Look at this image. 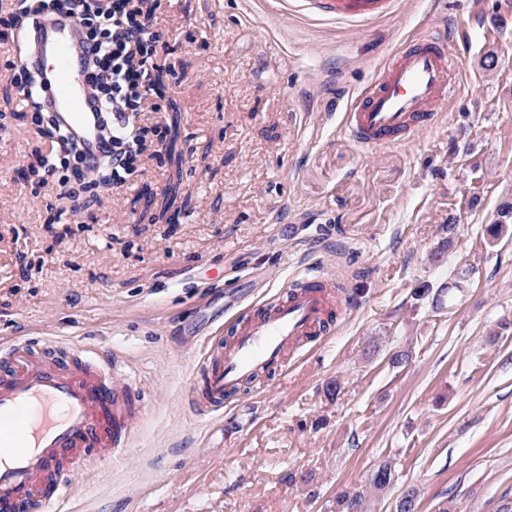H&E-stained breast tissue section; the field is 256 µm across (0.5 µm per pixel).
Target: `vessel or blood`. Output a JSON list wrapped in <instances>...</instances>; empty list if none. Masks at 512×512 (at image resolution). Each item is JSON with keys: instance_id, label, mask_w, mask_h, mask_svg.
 <instances>
[{"instance_id": "b4317fda", "label": "vessel or blood", "mask_w": 512, "mask_h": 512, "mask_svg": "<svg viewBox=\"0 0 512 512\" xmlns=\"http://www.w3.org/2000/svg\"><path fill=\"white\" fill-rule=\"evenodd\" d=\"M309 3L319 14L350 22L373 19L391 6V0ZM34 57L56 124L89 159L101 156L108 140L74 17L45 16ZM458 71L442 33L395 52L349 107L351 136L385 146L432 128ZM347 304L323 274L297 280L246 319L230 341H213L190 384L197 412L223 409L255 376L286 371L288 355L312 337L334 335L336 316ZM54 347L38 337H15L0 346V512H52L70 490L72 473L96 459H117L143 416L138 388L117 358L74 342L59 358L51 354Z\"/></svg>"}]
</instances>
